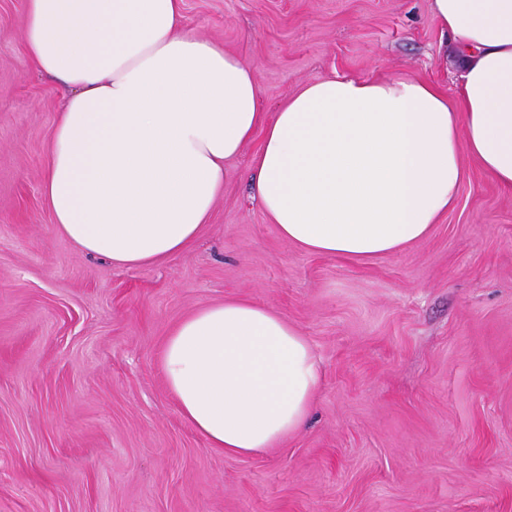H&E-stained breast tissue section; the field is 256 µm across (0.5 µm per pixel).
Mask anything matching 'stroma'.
I'll use <instances>...</instances> for the list:
<instances>
[{
    "label": "stroma",
    "instance_id": "obj_1",
    "mask_svg": "<svg viewBox=\"0 0 512 512\" xmlns=\"http://www.w3.org/2000/svg\"><path fill=\"white\" fill-rule=\"evenodd\" d=\"M184 28L255 71L267 110L329 76L454 94L430 0H182ZM0 0V512H512V192L464 161L424 240L367 262L283 241L252 197L258 141L182 252L128 268L79 253L42 198L61 91ZM246 299L323 371L307 425L230 457L181 418L171 328Z\"/></svg>",
    "mask_w": 512,
    "mask_h": 512
}]
</instances>
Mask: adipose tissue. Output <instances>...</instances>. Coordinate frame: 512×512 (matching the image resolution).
I'll use <instances>...</instances> for the list:
<instances>
[{
    "label": "adipose tissue",
    "mask_w": 512,
    "mask_h": 512,
    "mask_svg": "<svg viewBox=\"0 0 512 512\" xmlns=\"http://www.w3.org/2000/svg\"><path fill=\"white\" fill-rule=\"evenodd\" d=\"M181 5L27 0L31 62L65 90L42 191L81 254L140 267L183 251L257 135L255 196L311 253L366 262L425 239L455 206L467 156L512 190V0H431L456 41L455 95L332 76L272 113L244 59L184 30ZM161 365L183 420L230 456L299 433L323 379L306 338L243 299L180 320Z\"/></svg>",
    "instance_id": "obj_1"
}]
</instances>
